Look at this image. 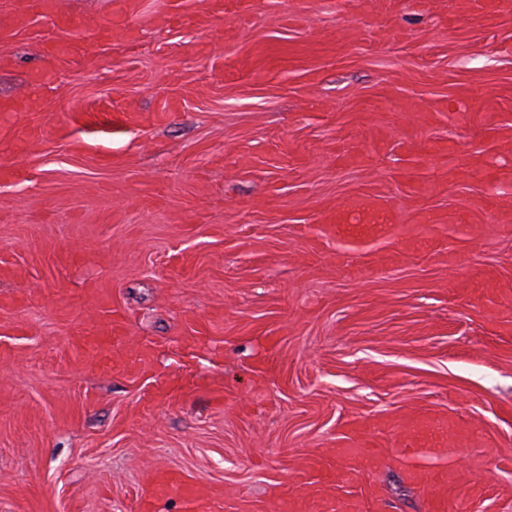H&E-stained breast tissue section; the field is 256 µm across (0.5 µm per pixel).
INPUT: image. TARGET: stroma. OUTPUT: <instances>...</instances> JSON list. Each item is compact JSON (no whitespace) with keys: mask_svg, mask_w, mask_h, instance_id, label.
Returning <instances> with one entry per match:
<instances>
[{"mask_svg":"<svg viewBox=\"0 0 512 512\" xmlns=\"http://www.w3.org/2000/svg\"><path fill=\"white\" fill-rule=\"evenodd\" d=\"M52 3L0 47V512H139L161 469L279 512L345 436L363 512H425L424 418L512 512V9ZM111 310L102 365L70 338Z\"/></svg>","mask_w":512,"mask_h":512,"instance_id":"35a3bbf8","label":"stroma"}]
</instances>
